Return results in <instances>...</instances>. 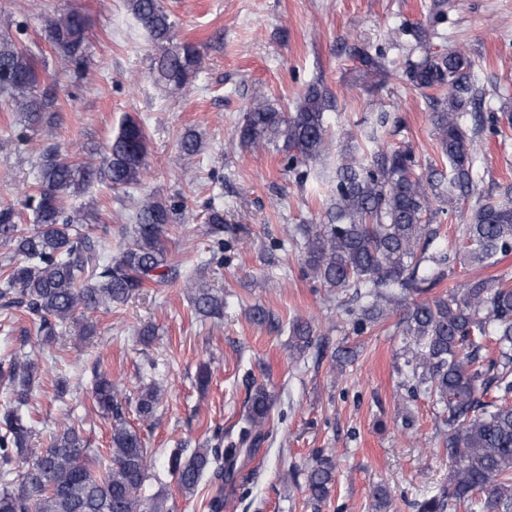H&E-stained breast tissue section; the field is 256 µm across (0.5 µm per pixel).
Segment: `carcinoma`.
I'll use <instances>...</instances> for the list:
<instances>
[{
    "label": "carcinoma",
    "mask_w": 512,
    "mask_h": 512,
    "mask_svg": "<svg viewBox=\"0 0 512 512\" xmlns=\"http://www.w3.org/2000/svg\"><path fill=\"white\" fill-rule=\"evenodd\" d=\"M127 9L160 48L155 58L158 80L184 88L202 63L198 46L174 37V22L160 0H126ZM44 38L67 68L80 71L87 58L86 20L71 10L48 18ZM366 72L387 73L379 54L358 51ZM470 62L450 51L410 66L405 77L421 89H437L433 127L448 159V177L418 171L408 149L381 148L359 157L345 146L335 171V193L317 224H300L302 265L321 285L336 294L351 293L365 304L345 308L353 331L361 335L401 308V335L407 348L400 366L402 383L417 396L430 395L448 425L442 441L448 456V481L428 497L411 504L415 512H512V287L507 282L472 281L444 296L425 298L430 285L444 276L443 266L463 254L487 267L512 253V199L485 203L462 225L463 251L443 248L426 254L439 235L425 217L435 204H459L469 196L476 172L474 137L467 125L465 94ZM0 97L15 112V125L38 132L53 125L56 98L39 91V63L26 45L0 35ZM332 98L316 84L299 96L293 110L258 99L243 114L240 145L273 148L284 155L286 168L299 182L308 178L302 167L326 151L325 112ZM105 165L60 156L49 148L37 165L35 193L20 203L32 227L19 222L12 203H0V307H23L32 317L41 343L57 341L58 326L101 307L121 305L146 284L167 283L170 269L165 229L185 209L181 201L167 204L154 197L141 203L133 242L115 257L102 253L112 235L93 213L67 206L70 193L99 178L112 188L142 184L147 175L146 132L132 117L106 146ZM224 209L210 201L208 233L224 246ZM94 225L87 232L83 225ZM426 262L431 276H418ZM195 312L220 317L224 298L187 278ZM289 349L301 357L313 344L315 320L288 322ZM492 337L496 357L483 360V338ZM38 365L29 356L0 364L9 402L0 410V512H162L157 500L142 496L152 463L139 431L124 414L123 400L112 380L95 375L93 396L98 411L112 418L110 462L96 472L88 464L87 441L72 425L54 431L41 448L32 447L33 427L23 408L33 396ZM490 385L497 396L486 401L478 387ZM158 389L142 387L136 410L149 420L155 413ZM273 395L264 387L250 389L244 425L227 448H179L168 469L180 488L192 493L205 479L218 486L210 512H224V487H235L238 461L251 456L268 437L264 431ZM336 460L318 452L304 469V489L314 508L329 498Z\"/></svg>",
    "instance_id": "obj_1"
}]
</instances>
